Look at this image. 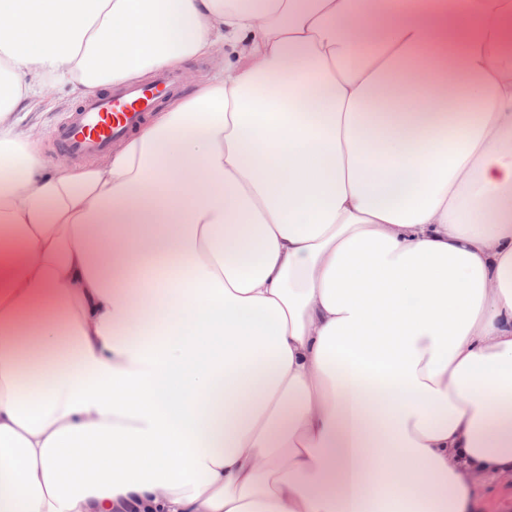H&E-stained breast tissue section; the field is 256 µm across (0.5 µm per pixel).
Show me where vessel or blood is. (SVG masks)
I'll use <instances>...</instances> for the list:
<instances>
[{
    "label": "vessel or blood",
    "instance_id": "b4317fda",
    "mask_svg": "<svg viewBox=\"0 0 512 512\" xmlns=\"http://www.w3.org/2000/svg\"><path fill=\"white\" fill-rule=\"evenodd\" d=\"M179 89L177 74L166 72L149 84H126L93 95L55 126L51 145L81 159L100 155L137 129L147 114Z\"/></svg>",
    "mask_w": 512,
    "mask_h": 512
}]
</instances>
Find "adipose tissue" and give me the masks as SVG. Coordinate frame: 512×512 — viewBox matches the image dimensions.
Listing matches in <instances>:
<instances>
[{
  "label": "adipose tissue",
  "instance_id": "obj_1",
  "mask_svg": "<svg viewBox=\"0 0 512 512\" xmlns=\"http://www.w3.org/2000/svg\"><path fill=\"white\" fill-rule=\"evenodd\" d=\"M223 56L88 165L25 120ZM512 476V0H0V512H466Z\"/></svg>",
  "mask_w": 512,
  "mask_h": 512
}]
</instances>
